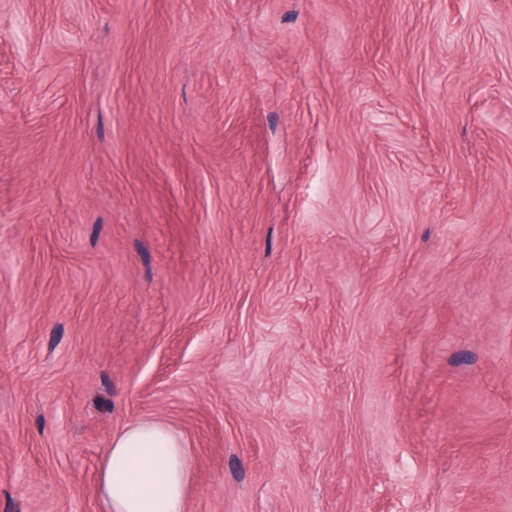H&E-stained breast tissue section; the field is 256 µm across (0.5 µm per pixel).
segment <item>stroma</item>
<instances>
[{
    "instance_id": "1",
    "label": "stroma",
    "mask_w": 512,
    "mask_h": 512,
    "mask_svg": "<svg viewBox=\"0 0 512 512\" xmlns=\"http://www.w3.org/2000/svg\"><path fill=\"white\" fill-rule=\"evenodd\" d=\"M512 512V0H0V512ZM189 480L183 442L168 424L136 421L113 436L103 454L101 512H185Z\"/></svg>"
}]
</instances>
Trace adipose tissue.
<instances>
[{"instance_id": "ef3b65f1", "label": "adipose tissue", "mask_w": 512, "mask_h": 512, "mask_svg": "<svg viewBox=\"0 0 512 512\" xmlns=\"http://www.w3.org/2000/svg\"><path fill=\"white\" fill-rule=\"evenodd\" d=\"M190 480L182 440L163 421L144 419L112 438L99 472L102 512H185Z\"/></svg>"}]
</instances>
